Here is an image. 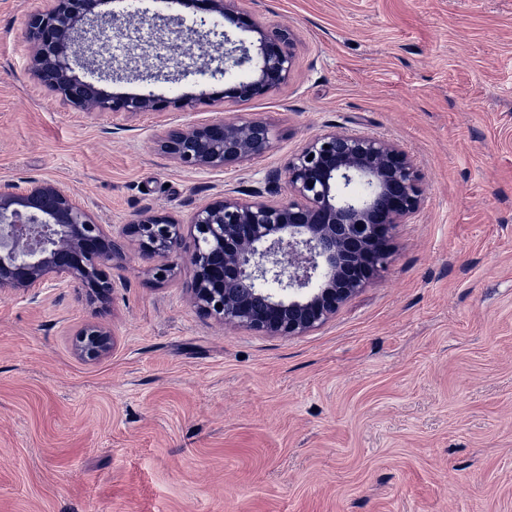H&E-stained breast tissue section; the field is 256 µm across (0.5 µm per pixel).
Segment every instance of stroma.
Here are the masks:
<instances>
[{"label": "stroma", "instance_id": "35a3bbf8", "mask_svg": "<svg viewBox=\"0 0 512 512\" xmlns=\"http://www.w3.org/2000/svg\"><path fill=\"white\" fill-rule=\"evenodd\" d=\"M294 35L277 92L171 115L80 112L29 71L25 29L45 0H0V186H68L124 246L108 303L65 282L0 290V512H512V0H248ZM149 62L107 93L225 87L171 57L143 10ZM259 118L277 139L243 168L187 170L162 154L172 120ZM413 156L422 203L392 230L386 268L320 328L267 336L190 302L187 259L166 281L123 235L143 209L189 222L227 189L271 186L331 128ZM276 182H269L272 171ZM88 322L113 348L73 350ZM74 352L82 360L93 362L107 356L112 349V335L103 324L89 322L75 334Z\"/></svg>", "mask_w": 512, "mask_h": 512}]
</instances>
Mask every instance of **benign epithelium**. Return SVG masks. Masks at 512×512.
I'll use <instances>...</instances> for the list:
<instances>
[{
    "label": "benign epithelium",
    "mask_w": 512,
    "mask_h": 512,
    "mask_svg": "<svg viewBox=\"0 0 512 512\" xmlns=\"http://www.w3.org/2000/svg\"><path fill=\"white\" fill-rule=\"evenodd\" d=\"M105 0H50L26 28L30 70L62 100L83 112L136 114L184 110L196 99L149 94H108L82 80L74 66L105 79L119 77L112 40L124 36L116 14L95 9ZM196 10L230 20L257 35L258 52L215 27L181 33L174 50L200 60V71L228 77L230 86L210 101L247 102L288 83L295 66L286 28H268L242 6L245 0H181ZM274 129L257 118L175 124L160 149L194 170L238 168L271 151ZM288 197L271 200L256 187L249 197L231 192L193 212L192 245L184 224L153 209L124 225L138 252L160 263L147 274L170 277V258L187 254L192 303L226 325L268 336H303L329 319L387 265L390 231L421 203V173L397 144L362 133L329 130L305 141L285 164ZM123 248L67 190L30 181L0 192V288L26 293L57 281L73 283L89 301L105 303L113 284L106 268ZM103 324L77 332L74 352L93 362L112 349Z\"/></svg>",
    "instance_id": "obj_1"
}]
</instances>
